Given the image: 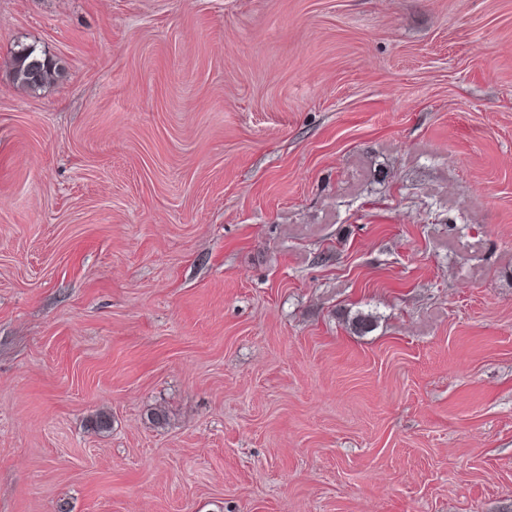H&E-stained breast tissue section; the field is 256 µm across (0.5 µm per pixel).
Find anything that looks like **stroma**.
I'll use <instances>...</instances> for the list:
<instances>
[{
    "mask_svg": "<svg viewBox=\"0 0 512 512\" xmlns=\"http://www.w3.org/2000/svg\"><path fill=\"white\" fill-rule=\"evenodd\" d=\"M0 512H512V0H0ZM57 68V62L52 57L30 45L19 46L10 60L14 83L27 90L45 87L57 75Z\"/></svg>",
    "mask_w": 512,
    "mask_h": 512,
    "instance_id": "stroma-1",
    "label": "stroma"
}]
</instances>
